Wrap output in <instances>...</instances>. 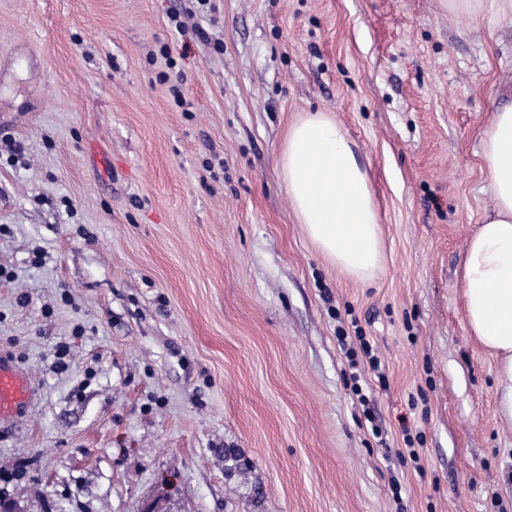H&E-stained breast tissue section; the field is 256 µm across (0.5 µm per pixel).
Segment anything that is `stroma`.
Instances as JSON below:
<instances>
[{"label": "stroma", "mask_w": 512, "mask_h": 512, "mask_svg": "<svg viewBox=\"0 0 512 512\" xmlns=\"http://www.w3.org/2000/svg\"><path fill=\"white\" fill-rule=\"evenodd\" d=\"M509 103L512 18L441 0H0V353L35 389L0 422V495L512 512V427L460 279ZM316 110L375 192L366 285L282 184L288 128ZM361 335L379 368H350Z\"/></svg>", "instance_id": "obj_1"}]
</instances>
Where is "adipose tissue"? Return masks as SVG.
<instances>
[{"label":"adipose tissue","instance_id":"adipose-tissue-1","mask_svg":"<svg viewBox=\"0 0 512 512\" xmlns=\"http://www.w3.org/2000/svg\"><path fill=\"white\" fill-rule=\"evenodd\" d=\"M482 158L494 204L465 246V323L495 360V413L512 427V105L494 112ZM279 165L297 220L319 253L347 277L372 280L384 263L380 216L344 129L329 113H307L289 127Z\"/></svg>","mask_w":512,"mask_h":512}]
</instances>
